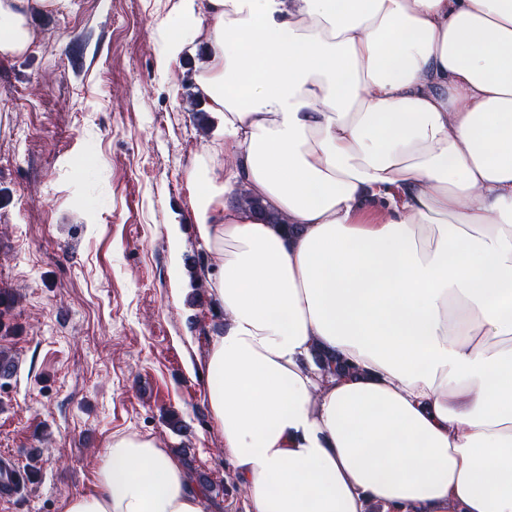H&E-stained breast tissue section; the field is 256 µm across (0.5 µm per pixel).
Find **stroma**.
Masks as SVG:
<instances>
[{
  "instance_id": "obj_1",
  "label": "stroma",
  "mask_w": 512,
  "mask_h": 512,
  "mask_svg": "<svg viewBox=\"0 0 512 512\" xmlns=\"http://www.w3.org/2000/svg\"><path fill=\"white\" fill-rule=\"evenodd\" d=\"M179 6L62 0L32 14L28 53L0 58V290L19 297L0 331V457L37 466L8 512H63L127 433L186 449L215 487L202 512H242L204 400L215 319L191 272L217 260L193 232L186 180L224 119L209 112L205 132L191 110L203 37L159 65Z\"/></svg>"
}]
</instances>
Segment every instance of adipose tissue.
<instances>
[{"mask_svg": "<svg viewBox=\"0 0 512 512\" xmlns=\"http://www.w3.org/2000/svg\"><path fill=\"white\" fill-rule=\"evenodd\" d=\"M56 2L0 0V57ZM181 14L165 57L204 35L196 81L224 118L187 182L224 311L204 398L245 512H512V0ZM65 512L202 508L176 457L128 433Z\"/></svg>", "mask_w": 512, "mask_h": 512, "instance_id": "adipose-tissue-1", "label": "adipose tissue"}]
</instances>
